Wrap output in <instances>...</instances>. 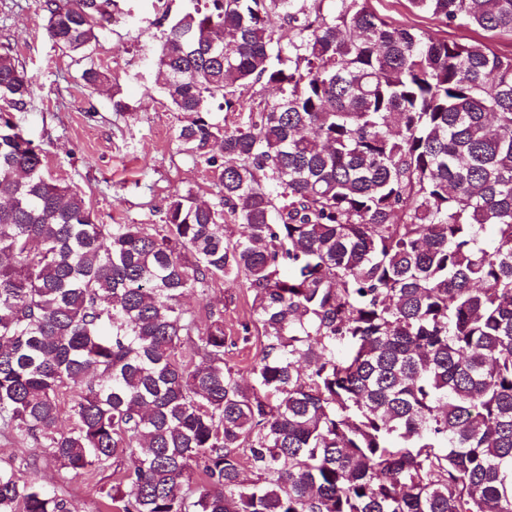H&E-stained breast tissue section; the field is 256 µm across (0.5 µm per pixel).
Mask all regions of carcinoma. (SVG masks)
Here are the masks:
<instances>
[{
    "label": "carcinoma",
    "mask_w": 512,
    "mask_h": 512,
    "mask_svg": "<svg viewBox=\"0 0 512 512\" xmlns=\"http://www.w3.org/2000/svg\"><path fill=\"white\" fill-rule=\"evenodd\" d=\"M157 2L156 88L219 185L161 224L45 173L0 52V433L113 470L117 512H512V56L369 0ZM409 3L512 34V0ZM115 7L43 0L88 87ZM240 278L246 385L224 311L183 305ZM36 467L0 459V512H70Z\"/></svg>",
    "instance_id": "1"
}]
</instances>
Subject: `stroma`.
I'll list each match as a JSON object with an SVG mask.
<instances>
[{"mask_svg":"<svg viewBox=\"0 0 512 512\" xmlns=\"http://www.w3.org/2000/svg\"><path fill=\"white\" fill-rule=\"evenodd\" d=\"M379 15L396 25L415 27L448 40H481L502 55H512V35L442 24L413 9L408 0H370ZM123 10L101 35L91 53L107 79L98 89L84 86L83 63L48 38L41 19V0H0V50L9 49L34 80L21 127L45 152L48 174L82 192L98 223L157 224L167 196L193 190L198 199L213 201L217 178L211 169L181 153L174 130L182 116L171 111L155 90L151 60L162 28L151 0H120ZM128 103L125 112L112 109L113 98ZM185 303L198 317L209 308L224 311V333L235 345L229 359L248 373L259 350L258 336H245L252 321V296L242 281L219 284L204 294L187 296ZM37 458L31 476L58 489L73 512H110L99 493L108 473L95 478L75 476L42 459L32 442L0 436V458Z\"/></svg>","mask_w":512,"mask_h":512,"instance_id":"35a3bbf8","label":"stroma"}]
</instances>
